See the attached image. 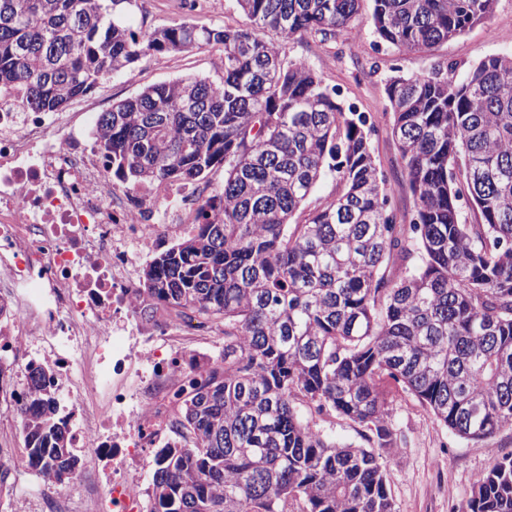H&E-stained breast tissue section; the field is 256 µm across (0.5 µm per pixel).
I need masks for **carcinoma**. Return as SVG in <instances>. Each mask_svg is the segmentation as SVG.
I'll return each mask as SVG.
<instances>
[{"instance_id": "carcinoma-1", "label": "carcinoma", "mask_w": 512, "mask_h": 512, "mask_svg": "<svg viewBox=\"0 0 512 512\" xmlns=\"http://www.w3.org/2000/svg\"><path fill=\"white\" fill-rule=\"evenodd\" d=\"M133 2L0 0V86L61 112L149 52L220 51L214 75L148 86L96 121L112 178L131 188L224 165L196 231L140 274L144 316L195 314L223 340L177 394L180 441L153 451L147 512H396L384 384L463 439L512 429V54L461 77L436 62L387 79L415 201L405 226L374 124L286 52L336 38L364 0H235L244 26L145 32L127 22ZM371 2L377 37L421 52L489 19L496 0ZM327 175L335 193L302 207ZM43 376L23 393L22 461L62 485L84 463ZM313 413L364 428L369 446L337 443ZM465 512H512V453Z\"/></svg>"}]
</instances>
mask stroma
<instances>
[{"label":"stroma","instance_id":"35a3bbf8","mask_svg":"<svg viewBox=\"0 0 512 512\" xmlns=\"http://www.w3.org/2000/svg\"><path fill=\"white\" fill-rule=\"evenodd\" d=\"M189 10L186 0H136L129 23L150 31L185 20L199 25L246 24L235 0H200ZM288 55L307 61L335 87L340 100L364 113L376 127L371 148L387 178L391 207L400 223H409L414 198L403 171L398 143L392 133V114L384 92L394 71H424L439 60L466 71L488 56L512 53V0H497L493 15L464 34L427 52L401 53L376 37L369 20L343 31L336 39L312 37L289 45ZM219 53L214 49L157 53L142 57L130 69L113 75L77 100L72 111L87 112L96 121L113 103L134 96L144 87L188 76L212 74ZM387 422L403 440L401 448L384 451L388 489L396 512H462L477 480L497 458L512 451V431L473 443L439 422L413 395L398 387L388 389ZM43 483L23 464L12 471L8 495L0 497V512H37L35 503Z\"/></svg>","mask_w":512,"mask_h":512}]
</instances>
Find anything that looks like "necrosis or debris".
Here are the masks:
<instances>
[{"label": "necrosis or debris", "mask_w": 512, "mask_h": 512, "mask_svg": "<svg viewBox=\"0 0 512 512\" xmlns=\"http://www.w3.org/2000/svg\"><path fill=\"white\" fill-rule=\"evenodd\" d=\"M199 185L113 182L77 112H38L0 89V349L14 357L0 415L23 435L20 395L34 359L71 401L69 439L90 459L46 512H142L148 451L172 443L173 400L212 328L197 317L139 316L138 271L193 233Z\"/></svg>", "instance_id": "4bbe7bcc"}]
</instances>
